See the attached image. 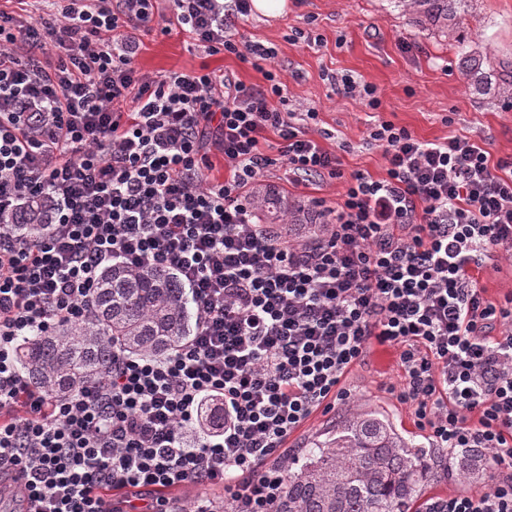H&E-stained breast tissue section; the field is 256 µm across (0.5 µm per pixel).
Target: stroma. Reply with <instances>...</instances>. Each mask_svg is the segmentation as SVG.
<instances>
[{
  "mask_svg": "<svg viewBox=\"0 0 512 512\" xmlns=\"http://www.w3.org/2000/svg\"><path fill=\"white\" fill-rule=\"evenodd\" d=\"M286 12L275 18L252 13L232 20L238 43L258 41L275 47V59L255 67L251 57L211 55L185 33L139 32L135 59L138 75L152 78L169 70L201 69L264 89L265 71L286 86L288 107L316 109L313 135L339 156L345 176L362 172L380 178L386 173L383 150L369 138L372 119L359 98L337 91L332 74H349L373 86L382 101L380 116L407 128L422 140L441 141L466 135L498 159L512 156V95L482 96L468 89L459 62L462 49L479 51L491 63H512V0H470L464 16L465 45L415 26L400 0H287ZM302 38H294V31ZM264 184L269 193L285 195L312 210L313 200L335 206L344 192L343 179L307 177L289 181L283 164L270 166ZM480 287L493 302L512 294V260L497 254L474 269ZM402 370L390 346L372 345L346 374L347 403L328 412L316 411L289 439L293 457L325 440L348 406L362 405L386 415L404 436L426 447L435 442L414 422L410 404L397 399ZM491 475L477 466L468 475L449 473L431 482L426 498H445L463 491L487 490Z\"/></svg>",
  "mask_w": 512,
  "mask_h": 512,
  "instance_id": "1",
  "label": "stroma"
}]
</instances>
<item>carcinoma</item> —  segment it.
I'll return each instance as SVG.
<instances>
[{"mask_svg": "<svg viewBox=\"0 0 512 512\" xmlns=\"http://www.w3.org/2000/svg\"><path fill=\"white\" fill-rule=\"evenodd\" d=\"M468 0H406L414 22L450 40L466 41L463 14ZM468 85L501 95L512 81L471 50L462 53ZM258 210L281 224H300L301 209L288 199L261 192ZM45 214L27 209L15 229L27 239L45 232ZM196 312L185 287L163 267L109 268L101 276L92 315L59 326L49 336H25L16 351L19 372L53 395L93 384L112 360V346L133 356H161L192 333ZM481 448L459 453V473L486 459ZM448 474V459L402 436L383 414L357 408L328 439L306 450L304 462L287 473L274 512H419L428 481Z\"/></svg>", "mask_w": 512, "mask_h": 512, "instance_id": "cac0c4a2", "label": "carcinoma"}]
</instances>
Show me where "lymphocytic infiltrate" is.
<instances>
[{
    "instance_id": "lymphocytic-infiltrate-1",
    "label": "lymphocytic infiltrate",
    "mask_w": 512,
    "mask_h": 512,
    "mask_svg": "<svg viewBox=\"0 0 512 512\" xmlns=\"http://www.w3.org/2000/svg\"><path fill=\"white\" fill-rule=\"evenodd\" d=\"M44 36L0 13V469L20 468L19 512H174L163 490L219 486L230 512H272L287 444L319 408L348 400L342 381L371 344L399 352L397 397L451 452L487 450L489 490L435 498L426 512H512V296L492 303L471 275L512 258V157L491 160L467 136L423 141L381 120L384 178L357 172L328 236L282 241L250 196L279 139L289 172L341 178L312 137L318 114L288 108L266 72L261 90L213 72L142 79L136 31L187 33L217 54L239 47L224 0H36ZM132 110H125L126 101ZM230 175H208L205 140ZM48 199L47 231L13 227ZM171 269L196 323L163 357L113 348L94 384L56 397L25 381L19 338L87 318L112 265ZM224 426L188 439L212 402Z\"/></svg>"
}]
</instances>
